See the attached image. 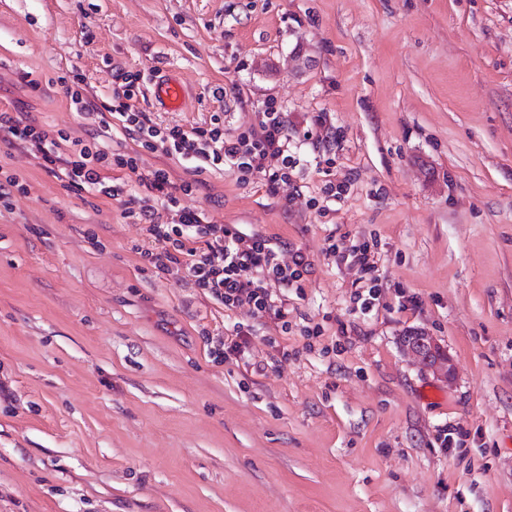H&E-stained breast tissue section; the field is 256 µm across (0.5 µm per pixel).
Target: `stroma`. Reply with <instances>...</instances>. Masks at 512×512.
<instances>
[{
  "label": "stroma",
  "mask_w": 512,
  "mask_h": 512,
  "mask_svg": "<svg viewBox=\"0 0 512 512\" xmlns=\"http://www.w3.org/2000/svg\"><path fill=\"white\" fill-rule=\"evenodd\" d=\"M74 65L94 104L139 74L163 125L243 129L277 99L296 168L276 194L125 144L311 266L289 332L224 309L142 262L120 201L0 142L23 186L0 207V512H512V0H0V113L90 140L99 116L58 81ZM363 240L366 314L341 258ZM238 323L247 358L214 361ZM416 329L452 380L402 350ZM155 101L165 110L180 109L185 91L180 83L174 79L159 78L153 86Z\"/></svg>",
  "instance_id": "stroma-1"
}]
</instances>
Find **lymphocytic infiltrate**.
<instances>
[{"label":"lymphocytic infiltrate","mask_w":512,"mask_h":512,"mask_svg":"<svg viewBox=\"0 0 512 512\" xmlns=\"http://www.w3.org/2000/svg\"><path fill=\"white\" fill-rule=\"evenodd\" d=\"M139 92L137 76L126 75L106 110L142 148L194 162L199 173L228 171L241 181L261 177L273 193L291 182L295 161L285 114L276 100L263 105L256 126L231 133L216 114L188 126L158 124L138 107ZM111 136L107 126L101 136L75 148L64 131L52 134L24 115L0 113V141L20 147L52 142V150L42 152L40 166L67 191L122 200L124 217L141 227V240L133 250L144 263L160 273L184 270L189 287L225 309L246 305L287 323L288 305L273 287L299 281L309 266L306 256L298 252L290 262H282L281 249L272 238L247 235L232 224L211 223L205 211L182 203L196 190V181L173 183L162 168L140 173L137 157L123 143H111ZM115 167L136 174L139 192L112 179Z\"/></svg>","instance_id":"lymphocytic-infiltrate-1"}]
</instances>
